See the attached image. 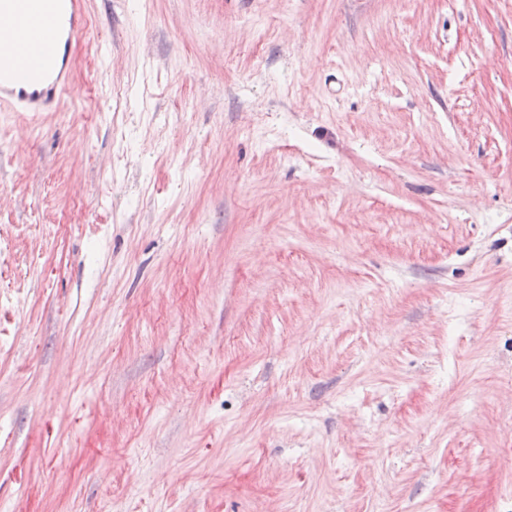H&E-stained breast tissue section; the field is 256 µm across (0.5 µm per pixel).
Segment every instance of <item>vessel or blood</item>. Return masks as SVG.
Masks as SVG:
<instances>
[{
  "instance_id": "obj_1",
  "label": "vessel or blood",
  "mask_w": 512,
  "mask_h": 512,
  "mask_svg": "<svg viewBox=\"0 0 512 512\" xmlns=\"http://www.w3.org/2000/svg\"><path fill=\"white\" fill-rule=\"evenodd\" d=\"M84 6L85 0H0V13L13 19L0 29L1 110L47 112L68 93Z\"/></svg>"
}]
</instances>
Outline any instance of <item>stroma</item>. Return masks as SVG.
<instances>
[{
	"label": "stroma",
	"mask_w": 512,
	"mask_h": 512,
	"mask_svg": "<svg viewBox=\"0 0 512 512\" xmlns=\"http://www.w3.org/2000/svg\"><path fill=\"white\" fill-rule=\"evenodd\" d=\"M0 111V506L512 512V0H86Z\"/></svg>",
	"instance_id": "35a3bbf8"
}]
</instances>
